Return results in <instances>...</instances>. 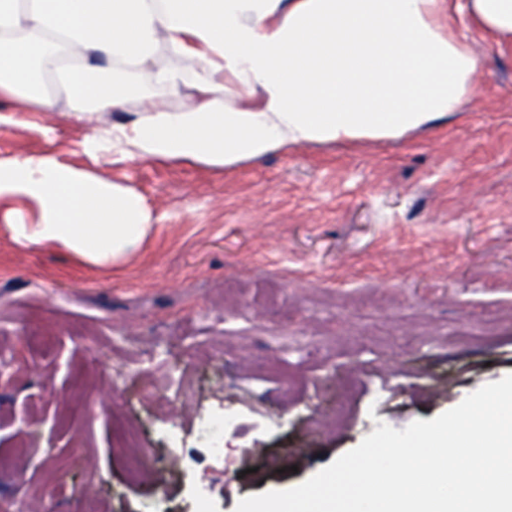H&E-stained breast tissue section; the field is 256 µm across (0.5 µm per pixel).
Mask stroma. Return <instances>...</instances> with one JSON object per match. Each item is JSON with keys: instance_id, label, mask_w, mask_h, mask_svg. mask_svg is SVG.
<instances>
[{"instance_id": "35a3bbf8", "label": "stroma", "mask_w": 512, "mask_h": 512, "mask_svg": "<svg viewBox=\"0 0 512 512\" xmlns=\"http://www.w3.org/2000/svg\"><path fill=\"white\" fill-rule=\"evenodd\" d=\"M489 54L463 111L434 125L225 171L94 152L111 113L0 100L1 160L53 157L134 189L156 217L139 250L104 267L0 225L11 512H85L91 499L100 512H196L202 488L210 512H236L315 475L376 418L401 431L512 374V49ZM188 362L180 397L147 398ZM219 400L240 412L222 461L190 439L199 407ZM119 415L152 481L129 478ZM173 426L188 437L176 454Z\"/></svg>"}]
</instances>
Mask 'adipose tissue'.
Wrapping results in <instances>:
<instances>
[{"label":"adipose tissue","instance_id":"obj_1","mask_svg":"<svg viewBox=\"0 0 512 512\" xmlns=\"http://www.w3.org/2000/svg\"><path fill=\"white\" fill-rule=\"evenodd\" d=\"M512 45V0H0V100L129 112L91 148L231 168L287 147L385 141L462 111ZM25 246L118 264L155 217L135 190L48 156L0 160Z\"/></svg>","mask_w":512,"mask_h":512}]
</instances>
